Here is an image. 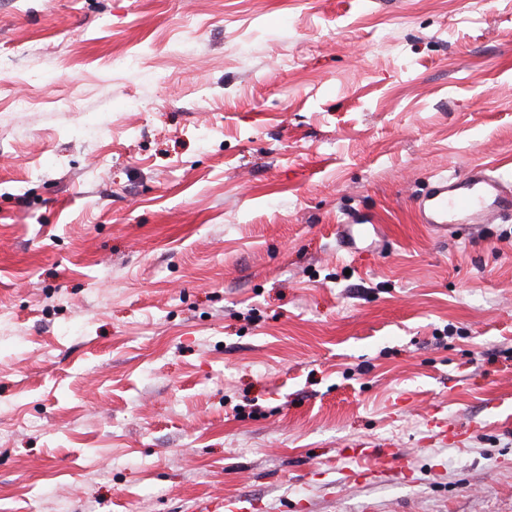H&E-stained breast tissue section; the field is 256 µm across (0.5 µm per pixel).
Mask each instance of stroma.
<instances>
[{"label": "stroma", "instance_id": "35a3bbf8", "mask_svg": "<svg viewBox=\"0 0 512 512\" xmlns=\"http://www.w3.org/2000/svg\"><path fill=\"white\" fill-rule=\"evenodd\" d=\"M1 59L0 512H512V219L414 211L512 179V0H0ZM415 204L421 222L440 233L459 224H494L512 213V183L493 168L473 166L438 177Z\"/></svg>", "mask_w": 512, "mask_h": 512}]
</instances>
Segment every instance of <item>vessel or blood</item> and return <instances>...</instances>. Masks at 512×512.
Returning <instances> with one entry per match:
<instances>
[{
  "label": "vessel or blood",
  "mask_w": 512,
  "mask_h": 512,
  "mask_svg": "<svg viewBox=\"0 0 512 512\" xmlns=\"http://www.w3.org/2000/svg\"><path fill=\"white\" fill-rule=\"evenodd\" d=\"M416 207L421 222L441 233L460 224H492L512 213V181L494 169L474 166L438 177Z\"/></svg>",
  "instance_id": "1"
}]
</instances>
